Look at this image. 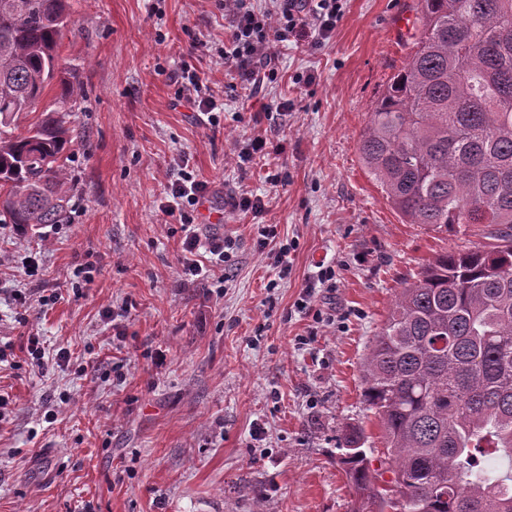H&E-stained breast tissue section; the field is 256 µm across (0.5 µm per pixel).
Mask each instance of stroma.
Returning <instances> with one entry per match:
<instances>
[{"instance_id": "35a3bbf8", "label": "stroma", "mask_w": 512, "mask_h": 512, "mask_svg": "<svg viewBox=\"0 0 512 512\" xmlns=\"http://www.w3.org/2000/svg\"><path fill=\"white\" fill-rule=\"evenodd\" d=\"M416 8L343 0L324 44L278 46L277 80L250 99L221 56L217 0H70V209L24 235L0 228V512H351L336 437L356 425L381 446L367 347L404 281L485 242L405 223L360 160L369 108L409 52L395 18ZM187 69L223 105L218 126L181 98ZM282 98L287 115L262 111ZM257 135L284 151L241 169ZM184 167L222 215L196 217L195 232L235 243L225 282L182 273L186 232L160 205ZM242 192L263 197L260 217L230 211ZM268 225L297 243L284 279L256 244ZM320 262L335 289L317 283ZM32 336L50 356L41 370ZM63 347L69 361H53Z\"/></svg>"}]
</instances>
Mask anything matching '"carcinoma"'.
Listing matches in <instances>:
<instances>
[{"label":"carcinoma","mask_w":512,"mask_h":512,"mask_svg":"<svg viewBox=\"0 0 512 512\" xmlns=\"http://www.w3.org/2000/svg\"><path fill=\"white\" fill-rule=\"evenodd\" d=\"M69 0H0V216L64 220L81 87L61 76ZM413 42L371 107L359 153L408 224L440 232L490 216L491 242L444 252L405 281L363 364L385 442L338 435L353 512H512V0H418ZM54 112L24 136L14 117L53 82ZM508 460L502 475L481 457ZM391 478L380 484L383 475Z\"/></svg>","instance_id":"1"}]
</instances>
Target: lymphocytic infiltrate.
<instances>
[{
	"instance_id": "obj_1",
	"label": "lymphocytic infiltrate",
	"mask_w": 512,
	"mask_h": 512,
	"mask_svg": "<svg viewBox=\"0 0 512 512\" xmlns=\"http://www.w3.org/2000/svg\"><path fill=\"white\" fill-rule=\"evenodd\" d=\"M270 13L258 12L254 0H224V15L229 32L224 41V64L249 92H257L264 83L278 76L279 44L310 39L320 46L336 26L342 0H275ZM207 194L205 182L190 171H182L171 185L164 214L191 226L194 213Z\"/></svg>"
}]
</instances>
